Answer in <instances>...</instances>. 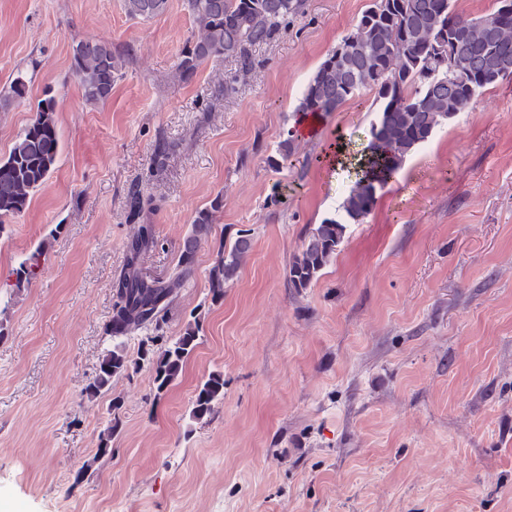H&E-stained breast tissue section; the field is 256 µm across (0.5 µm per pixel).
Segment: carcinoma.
Returning a JSON list of instances; mask_svg holds the SVG:
<instances>
[{"label": "carcinoma", "mask_w": 512, "mask_h": 512, "mask_svg": "<svg viewBox=\"0 0 512 512\" xmlns=\"http://www.w3.org/2000/svg\"><path fill=\"white\" fill-rule=\"evenodd\" d=\"M456 0H370L358 23L341 39L340 50L330 51L310 77L295 112L323 116L366 91L377 94L379 120L362 150L372 174L355 181L341 209L342 216L324 219L305 237L289 269L292 287L302 290L315 281L336 254L346 224L363 219L376 203L377 187L396 172L407 156L430 140L438 128L469 109L484 90L512 78V0H495L488 17L459 13ZM168 0H124L126 13L149 20L163 14ZM304 0H186L195 32L181 52L176 73L191 80L209 61L232 58L237 76L247 77L255 67L252 49L273 41L288 19L298 15ZM72 68L88 104L106 102L122 77V63L108 44L82 41L73 48ZM31 78L22 71L12 80L8 95L22 98ZM56 104L45 98L35 117L16 137L8 156L0 159V217L21 213L31 195L54 170L61 151L56 128ZM212 212L195 216L180 249L178 271L163 283L144 278L141 256L154 243L151 227L143 225L130 241L123 274L116 282L117 302L105 327L112 347L104 351L88 399L97 398L112 378L127 372L130 360L125 338L137 330L159 328L166 301L184 287L201 243L212 233ZM252 249L250 236L241 232L230 247L219 241L217 259L209 272L212 300L224 297V287L236 275ZM41 251L33 252L16 270L17 281L28 279L39 265ZM200 324L188 323L171 339L160 336L142 343L139 360L153 373L156 395L164 394L180 377L187 359L199 344ZM161 343L155 350L147 343ZM224 397V376L213 372L198 385L190 418L202 420ZM120 426L109 420L98 454L112 452V436Z\"/></svg>", "instance_id": "carcinoma-1"}]
</instances>
